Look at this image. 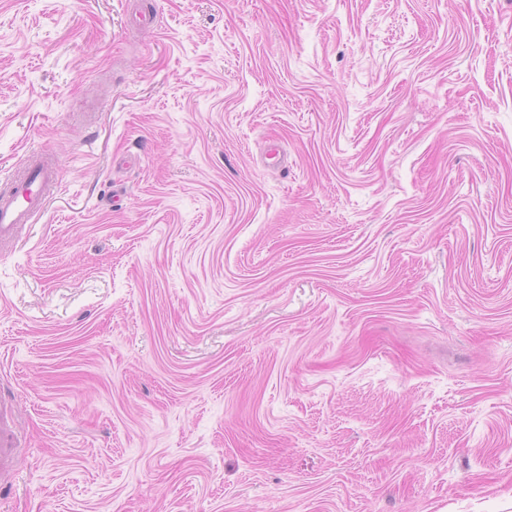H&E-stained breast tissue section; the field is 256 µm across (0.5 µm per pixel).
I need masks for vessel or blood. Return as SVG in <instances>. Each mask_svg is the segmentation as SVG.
Listing matches in <instances>:
<instances>
[{
  "instance_id": "b4317fda",
  "label": "vessel or blood",
  "mask_w": 512,
  "mask_h": 512,
  "mask_svg": "<svg viewBox=\"0 0 512 512\" xmlns=\"http://www.w3.org/2000/svg\"><path fill=\"white\" fill-rule=\"evenodd\" d=\"M61 179L57 160L44 151L9 175L0 188V248L16 245L27 225L37 223Z\"/></svg>"
}]
</instances>
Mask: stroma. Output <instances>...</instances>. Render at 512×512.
<instances>
[{
    "label": "stroma",
    "instance_id": "1",
    "mask_svg": "<svg viewBox=\"0 0 512 512\" xmlns=\"http://www.w3.org/2000/svg\"><path fill=\"white\" fill-rule=\"evenodd\" d=\"M35 148L0 512H512V0H0Z\"/></svg>",
    "mask_w": 512,
    "mask_h": 512
}]
</instances>
